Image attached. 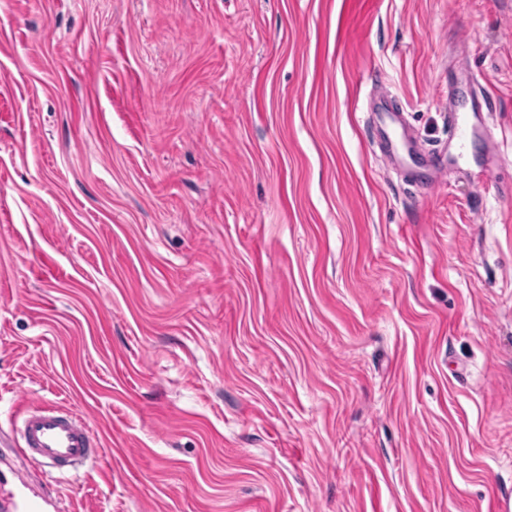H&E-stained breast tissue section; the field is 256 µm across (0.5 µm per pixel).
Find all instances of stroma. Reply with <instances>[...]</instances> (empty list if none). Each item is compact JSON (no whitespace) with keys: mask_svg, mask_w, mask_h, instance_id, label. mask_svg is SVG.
<instances>
[{"mask_svg":"<svg viewBox=\"0 0 512 512\" xmlns=\"http://www.w3.org/2000/svg\"><path fill=\"white\" fill-rule=\"evenodd\" d=\"M489 162L425 147L467 72ZM512 0H0V431L82 416L72 512H499L512 500ZM374 115L377 120L380 150L391 163L407 166L405 163V157L407 156L409 159L415 160L416 166L421 164L433 166V171L437 178L443 177L448 172V165L450 167L454 166L453 159L449 160L447 166H436L433 164V160L441 153L439 148L429 149L421 157L415 141L405 131L403 113L391 111L382 103L376 108Z\"/></svg>","mask_w":512,"mask_h":512,"instance_id":"stroma-1","label":"stroma"}]
</instances>
